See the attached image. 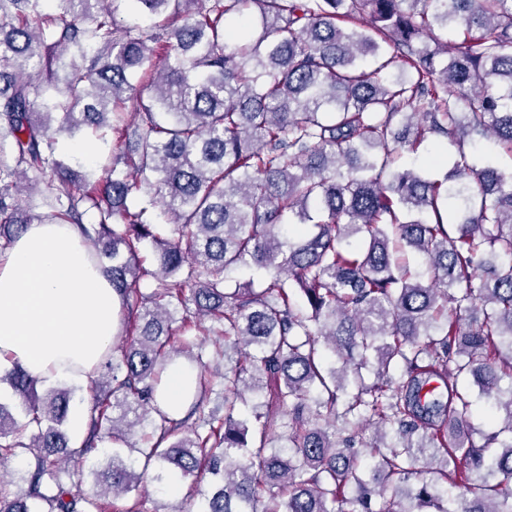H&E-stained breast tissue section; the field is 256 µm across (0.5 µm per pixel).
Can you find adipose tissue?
<instances>
[{
	"mask_svg": "<svg viewBox=\"0 0 512 512\" xmlns=\"http://www.w3.org/2000/svg\"><path fill=\"white\" fill-rule=\"evenodd\" d=\"M119 306L74 225H28L0 257V371L85 383L112 346Z\"/></svg>",
	"mask_w": 512,
	"mask_h": 512,
	"instance_id": "1",
	"label": "adipose tissue"
}]
</instances>
